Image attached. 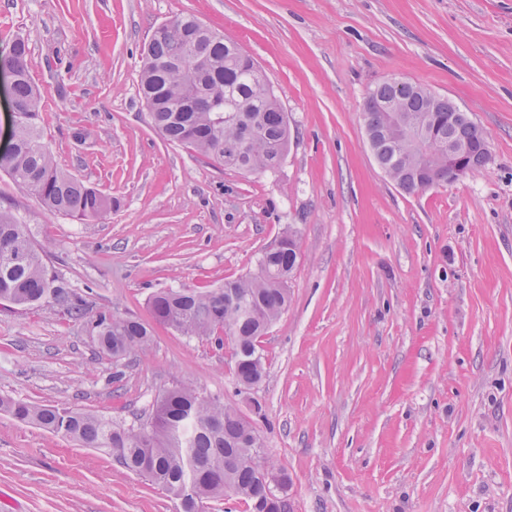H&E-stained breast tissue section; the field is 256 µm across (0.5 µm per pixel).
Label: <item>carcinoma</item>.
<instances>
[{
	"instance_id": "cac0c4a2",
	"label": "carcinoma",
	"mask_w": 512,
	"mask_h": 512,
	"mask_svg": "<svg viewBox=\"0 0 512 512\" xmlns=\"http://www.w3.org/2000/svg\"><path fill=\"white\" fill-rule=\"evenodd\" d=\"M199 19L184 15L159 26L144 49L139 90L154 126L169 141L188 145L224 167L248 173L276 169L288 152V120L262 68L234 42L212 29L198 27ZM13 58L0 59L11 67L14 120L10 152L0 156V169L36 194L51 213L81 221L96 220L112 210V199L56 166L41 142L42 105L31 83V59L25 40L12 44ZM193 51L207 68L199 72L178 66L179 57ZM430 115L427 135L448 143L462 139L473 147L470 163L480 170L481 145L487 134L454 102L407 81L377 85L363 113L368 145L375 160L407 194L420 192L424 178L448 182V155L433 153L422 161L398 143L393 114ZM261 130L259 138L238 140L243 121ZM47 252L32 244L25 225L0 210V302L30 306L45 301L84 316L82 299L47 274ZM288 236L279 247L265 251L259 265L267 276L249 275L207 291L162 290L150 298L152 318L184 336L209 338L218 346L231 339L239 387L261 383L265 377L258 338L288 305V277L297 263ZM99 345L121 358L144 351L151 331L133 317L100 314L92 322ZM234 409L191 386L163 392L149 418L138 425L78 410L33 405L0 395V413L61 434L87 448L107 450L126 470L146 477L181 499L182 512H200L204 500L236 497L249 512L279 510L270 496L288 490V476L277 485L268 478L282 470L252 443V430L233 415Z\"/></svg>"
}]
</instances>
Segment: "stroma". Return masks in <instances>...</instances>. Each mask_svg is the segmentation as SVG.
Wrapping results in <instances>:
<instances>
[{
	"label": "stroma",
	"instance_id": "35a3bbf8",
	"mask_svg": "<svg viewBox=\"0 0 512 512\" xmlns=\"http://www.w3.org/2000/svg\"><path fill=\"white\" fill-rule=\"evenodd\" d=\"M193 15L266 71L288 152L249 174L168 141L139 92L155 29ZM24 38L58 167L112 199L83 224L0 170V209L81 297L0 304V394L117 420L188 384L238 409L289 479L291 512H512V0H0V56ZM397 77L455 102L489 164L409 195L361 113ZM298 235L289 303L240 393L231 345L155 325L121 360L102 312L255 273ZM0 512H181L112 456L0 414Z\"/></svg>",
	"mask_w": 512,
	"mask_h": 512
}]
</instances>
